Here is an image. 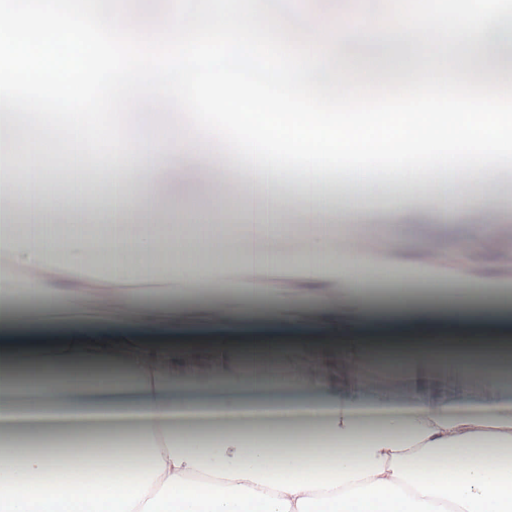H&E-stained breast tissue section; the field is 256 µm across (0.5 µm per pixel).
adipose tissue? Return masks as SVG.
<instances>
[{
  "instance_id": "adipose-tissue-1",
  "label": "adipose tissue",
  "mask_w": 512,
  "mask_h": 512,
  "mask_svg": "<svg viewBox=\"0 0 512 512\" xmlns=\"http://www.w3.org/2000/svg\"><path fill=\"white\" fill-rule=\"evenodd\" d=\"M152 145L115 135L99 224L56 236L41 220L74 196L0 124V512H512V412L485 406L512 387V275L315 237L275 255L283 178L228 154L251 200L235 261L220 224L167 211L145 234ZM209 155L187 133L165 186ZM497 175L436 177L439 209L512 206Z\"/></svg>"
}]
</instances>
